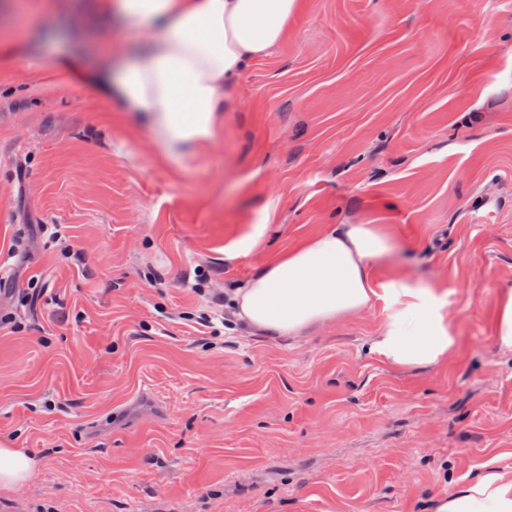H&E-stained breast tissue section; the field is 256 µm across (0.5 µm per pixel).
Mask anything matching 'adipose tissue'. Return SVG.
I'll list each match as a JSON object with an SVG mask.
<instances>
[{
  "label": "adipose tissue",
  "instance_id": "ef3b65f1",
  "mask_svg": "<svg viewBox=\"0 0 512 512\" xmlns=\"http://www.w3.org/2000/svg\"><path fill=\"white\" fill-rule=\"evenodd\" d=\"M303 0H90L113 29L137 25L135 53L97 40L89 63L102 95L118 111L141 115L159 159L218 144L230 91L247 62L269 56L291 34ZM382 224H337L299 241L237 289L238 317L271 336H297L384 305L389 315L369 350L398 367H438L458 350L459 313L442 282L402 273L377 279L390 251ZM437 512H512V467L488 462L482 475L446 490Z\"/></svg>",
  "mask_w": 512,
  "mask_h": 512
}]
</instances>
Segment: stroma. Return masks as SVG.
I'll list each match as a JSON object with an SVG mask.
<instances>
[{
	"label": "stroma",
	"instance_id": "stroma-1",
	"mask_svg": "<svg viewBox=\"0 0 512 512\" xmlns=\"http://www.w3.org/2000/svg\"><path fill=\"white\" fill-rule=\"evenodd\" d=\"M0 65V445L35 462L0 512H433L512 466V0H306L232 90L216 148L156 159L68 16ZM272 211L260 247L224 248ZM66 238L52 242L48 225ZM328 224H388L390 264L448 286L459 353L368 350L375 308L298 337L214 321ZM494 339L502 352L512 353V286L497 288Z\"/></svg>",
	"mask_w": 512,
	"mask_h": 512
}]
</instances>
